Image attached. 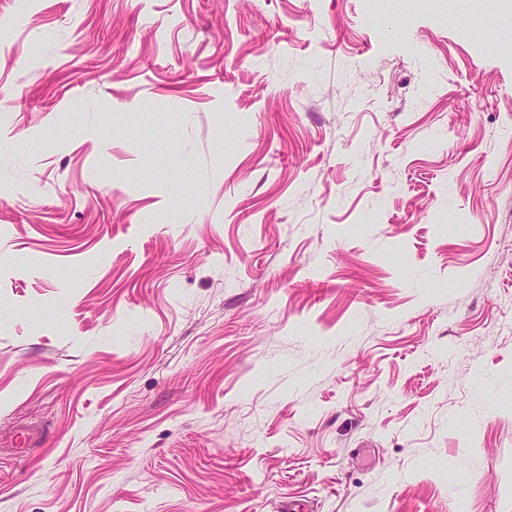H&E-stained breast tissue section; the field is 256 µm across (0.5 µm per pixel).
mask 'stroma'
I'll return each instance as SVG.
<instances>
[{
    "instance_id": "35a3bbf8",
    "label": "stroma",
    "mask_w": 512,
    "mask_h": 512,
    "mask_svg": "<svg viewBox=\"0 0 512 512\" xmlns=\"http://www.w3.org/2000/svg\"><path fill=\"white\" fill-rule=\"evenodd\" d=\"M501 28L0 0V512H512Z\"/></svg>"
}]
</instances>
